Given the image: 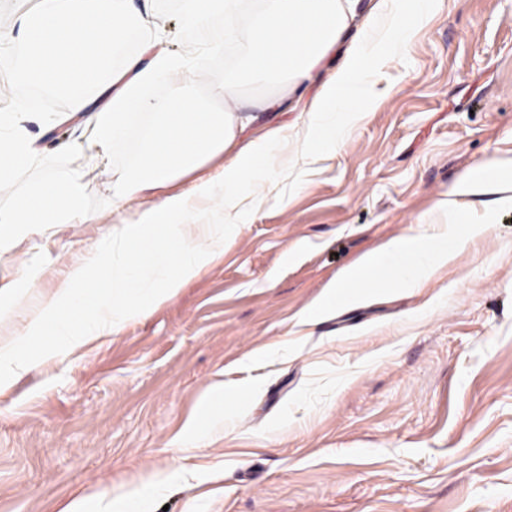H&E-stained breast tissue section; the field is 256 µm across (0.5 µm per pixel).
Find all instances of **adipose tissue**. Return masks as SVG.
<instances>
[{"label":"adipose tissue","instance_id":"adipose-tissue-1","mask_svg":"<svg viewBox=\"0 0 512 512\" xmlns=\"http://www.w3.org/2000/svg\"><path fill=\"white\" fill-rule=\"evenodd\" d=\"M181 34L194 53L177 56L156 34L149 6L135 0H38L22 17L24 54L20 73L39 85L65 93L69 110L45 119L46 127L73 121L88 147L119 146L133 113L147 115L133 162L112 169L115 225L94 245L93 260L72 265L64 283L30 302L35 285L22 275L15 289L0 294V309H24L23 336L0 346V391L33 366L63 361L86 346L116 334L174 297L224 250L276 190L281 174L305 171L335 152L359 128L376 104L374 86L381 64L397 55L415 29L431 16L436 0H376L357 29H350V0H183ZM135 31L153 41L143 54L113 62ZM244 48L242 66L256 85L284 76L283 93L263 97L260 108L278 111L286 94L327 71L300 115L298 129L274 127L248 138L254 120L234 78L220 85V102H201L188 88L190 74L225 47ZM166 80L164 95L145 96L147 86ZM97 90L90 98L89 90ZM0 98V185L17 182L28 169H44L45 181L0 204V250L56 224H91L81 189L85 170L59 165L25 132L18 113ZM223 160L221 178L202 179L188 192H169L175 181ZM512 168L483 165L466 172L453 201L438 202L436 216L417 229L390 239L346 267L308 312L315 320L339 304L362 301L374 289L411 293L489 234L500 213L512 211ZM160 199L141 207V197ZM483 194L482 212L471 196ZM217 201L224 221L214 224L198 201ZM54 325L51 347L34 349L33 336ZM161 484L149 481L119 499L95 495L97 512H145Z\"/></svg>","mask_w":512,"mask_h":512}]
</instances>
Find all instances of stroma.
Masks as SVG:
<instances>
[{"instance_id":"obj_1","label":"stroma","mask_w":512,"mask_h":512,"mask_svg":"<svg viewBox=\"0 0 512 512\" xmlns=\"http://www.w3.org/2000/svg\"><path fill=\"white\" fill-rule=\"evenodd\" d=\"M234 47L193 85L216 97ZM365 122L227 238L149 317L0 397V512H60L181 469L146 512H512V212L418 293H377L314 324L300 312L346 266L429 218L471 169L512 162V0H439L383 67ZM105 157L23 125L60 165L90 170L94 224H59L0 253V286L51 290L112 226ZM277 358L246 365L254 348ZM201 447L177 437L214 384Z\"/></svg>"}]
</instances>
